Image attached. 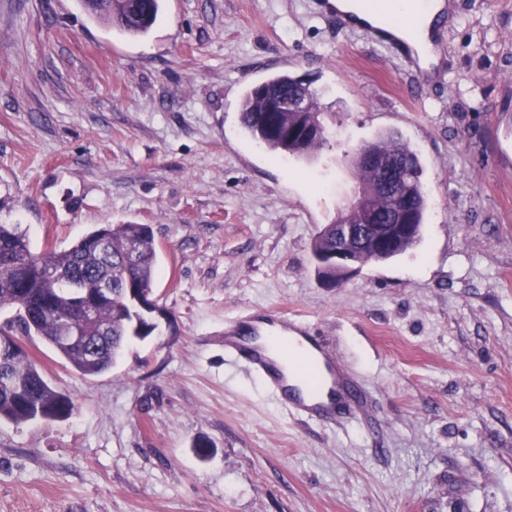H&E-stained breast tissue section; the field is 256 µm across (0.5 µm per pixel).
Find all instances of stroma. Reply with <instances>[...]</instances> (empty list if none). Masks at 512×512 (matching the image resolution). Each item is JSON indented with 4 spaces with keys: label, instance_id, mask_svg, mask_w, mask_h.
<instances>
[{
    "label": "stroma",
    "instance_id": "stroma-1",
    "mask_svg": "<svg viewBox=\"0 0 512 512\" xmlns=\"http://www.w3.org/2000/svg\"><path fill=\"white\" fill-rule=\"evenodd\" d=\"M452 12L425 81L316 0H163L138 38L81 0H0V224L37 253L150 225L168 313L93 377L28 340L77 411L0 423V512H512V0ZM278 72L318 93L312 160L240 124ZM387 132L420 157L422 238L327 284L312 241ZM275 308L339 346L375 427L226 370L225 327Z\"/></svg>",
    "mask_w": 512,
    "mask_h": 512
}]
</instances>
